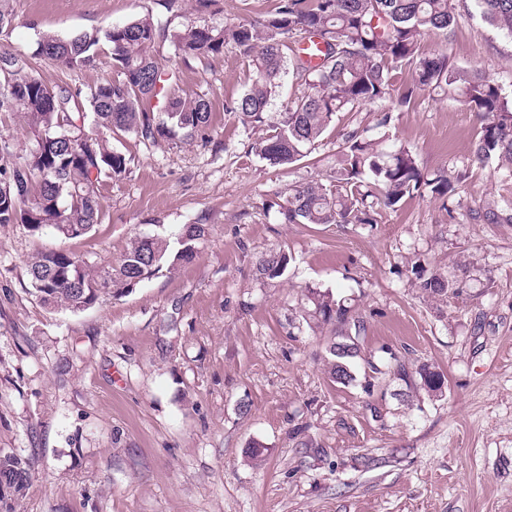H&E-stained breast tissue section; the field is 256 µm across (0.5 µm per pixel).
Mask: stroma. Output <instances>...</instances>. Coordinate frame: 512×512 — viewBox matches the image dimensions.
<instances>
[{
    "label": "stroma",
    "mask_w": 512,
    "mask_h": 512,
    "mask_svg": "<svg viewBox=\"0 0 512 512\" xmlns=\"http://www.w3.org/2000/svg\"><path fill=\"white\" fill-rule=\"evenodd\" d=\"M276 0H218L183 18L221 28L263 18ZM151 0H9L0 52L31 55L42 35L66 37L143 15ZM451 31L419 50L512 89V39L458 0ZM181 88L211 107L209 143L113 139L131 172L106 181L102 222L68 239L0 225V451L30 463L16 512H512V223L474 222L492 196L512 203V177L472 161L478 123L452 92L426 90L388 129L373 107L338 114L308 157L284 168L251 154L253 136L225 107L252 80L233 49L156 54ZM49 84L116 79L109 54L68 70L37 61ZM388 136L422 171H462L455 217L431 196L406 199L375 224H289L288 184L328 179L347 128ZM207 227L194 260L163 267L121 294L71 312L43 306L27 262L69 251L105 268L138 237L176 240ZM293 260L273 281L258 256ZM472 255L482 270L460 297L413 288L411 262L448 266ZM345 300L364 322L354 381L334 382L336 328L304 317L307 288ZM397 354L409 371L442 372V396L369 363ZM259 456H252V446Z\"/></svg>",
    "instance_id": "1"
}]
</instances>
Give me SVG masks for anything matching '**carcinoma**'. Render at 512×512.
Instances as JSON below:
<instances>
[{"label":"carcinoma","mask_w":512,"mask_h":512,"mask_svg":"<svg viewBox=\"0 0 512 512\" xmlns=\"http://www.w3.org/2000/svg\"><path fill=\"white\" fill-rule=\"evenodd\" d=\"M457 0H277L260 23L238 22L218 29L192 20L176 28L180 0H153L141 17L108 28L104 37L78 34L48 36L34 57L67 69L96 63L104 43L118 69L117 79L83 90L67 83L48 84L30 58L1 53L0 112L23 113L24 142L5 143L0 136V225L20 224L36 235L46 228L60 234L88 233L101 223V185L130 173L132 158L112 148L114 135H132L155 143L181 134L186 141L210 140V105L179 87V76L165 72L153 49L170 41L179 54L201 57L226 48L239 52L251 67V86L225 111L248 130L262 136L251 152L274 166H287L306 157L336 115L394 100L381 109L377 127L388 128L393 113L415 103L425 90H452L475 113L479 130L473 162L496 164L512 176V92L497 81L460 68L448 54L419 53V40L428 30H450L460 14ZM480 17L512 38V0H472ZM311 40V50L301 47ZM318 56L313 63L307 53ZM412 66L411 82L394 86L395 73ZM301 87L280 112H272V95L285 73ZM94 125L95 130L88 129ZM386 138H369L355 127L345 134L336 157V172L322 182L288 185L282 215L289 224H376L381 211L427 191L441 203L448 220H455L461 173L422 172L412 152L390 148ZM471 218L496 223L502 219L496 200L471 210ZM206 228H184L176 246L158 237L137 239L112 266L98 271L64 250L39 252L28 261L30 285L39 301L51 308L82 310L93 305L109 283L122 293L150 278L169 262L191 261L196 242ZM290 257L283 251L260 255L255 273L262 280L284 275ZM461 274L448 276L411 265V284L433 299L457 297L470 287L475 262L457 261ZM308 316L336 324L329 349L330 374L338 383L353 380L357 356L355 336L362 321L332 295L308 289ZM372 378L395 374L407 386L431 395L443 393V374L422 366L413 377L399 362L380 368L369 364ZM30 484L27 460L0 452V512H14Z\"/></svg>","instance_id":"carcinoma-1"}]
</instances>
